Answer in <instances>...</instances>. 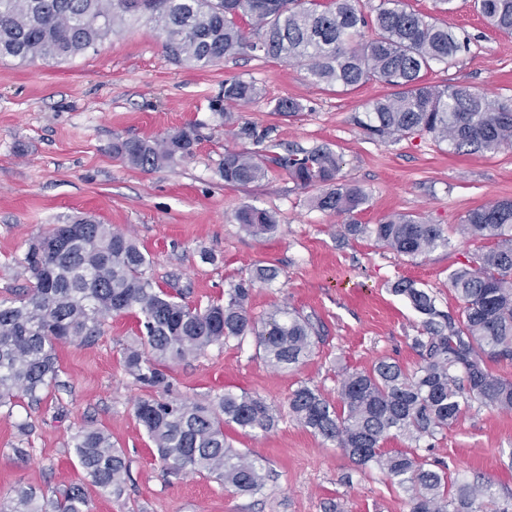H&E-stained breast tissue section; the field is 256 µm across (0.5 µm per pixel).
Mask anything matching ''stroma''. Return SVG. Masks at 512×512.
Returning a JSON list of instances; mask_svg holds the SVG:
<instances>
[{"label": "stroma", "mask_w": 512, "mask_h": 512, "mask_svg": "<svg viewBox=\"0 0 512 512\" xmlns=\"http://www.w3.org/2000/svg\"><path fill=\"white\" fill-rule=\"evenodd\" d=\"M405 2L463 40L449 64L428 72V82L512 101V34L490 27L473 0L447 8L439 0ZM234 78L255 82L260 97L226 107L224 83ZM391 92L376 81L348 91L316 86L299 64L250 54L199 69L171 59L160 31L144 19L119 24L68 60H0V300L29 286L23 261L33 237L67 217L88 216L128 231L149 255L154 281L193 306L224 298L256 265H275V282L252 287L250 314L288 307L321 331L313 355L293 372L267 366L249 336L168 364L164 393L138 383L123 365V349L138 334L135 314L107 317L92 342L57 346V379L38 401L21 395L0 407V503L20 487L51 496L80 484L91 512H410L406 494L379 471H361L343 449L288 416L267 433L225 430L234 447L265 461L270 479L258 496L225 489L206 474L171 473L134 416L138 399L164 394L194 401L244 391L283 409L307 385L333 400L345 372L382 358L407 369L418 363L412 338L421 318L390 284L414 280L442 309L458 310L448 277L478 244L456 228L470 210L512 199V148L459 152L427 135L375 141L356 118ZM287 97L302 103L297 116L274 112ZM244 125L285 149L328 145L342 159L344 178L364 190L365 204L349 216L321 211L310 203L313 189L279 171L254 186L225 185L218 176L225 151L253 146L238 135ZM188 128L198 134L193 152L172 166L144 171L112 152L121 140ZM245 205L272 213L277 232L242 230L234 214ZM394 213L441 225L449 247L410 259L344 232L345 224H376ZM89 426L105 430L126 455L122 498L89 485L77 464L71 438ZM426 457L468 480L491 482L499 498L511 496L512 412L473 408L433 440Z\"/></svg>", "instance_id": "35a3bbf8"}]
</instances>
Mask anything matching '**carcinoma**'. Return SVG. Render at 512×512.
I'll use <instances>...</instances> for the list:
<instances>
[{
    "instance_id": "cac0c4a2",
    "label": "carcinoma",
    "mask_w": 512,
    "mask_h": 512,
    "mask_svg": "<svg viewBox=\"0 0 512 512\" xmlns=\"http://www.w3.org/2000/svg\"><path fill=\"white\" fill-rule=\"evenodd\" d=\"M497 30L512 33V0H474ZM155 24L168 55L206 68L242 52L286 59L307 67L312 80L345 89L378 81L395 92L372 100L358 124L379 139L427 134L458 151L497 152L512 147V102L504 103L462 86L425 82L423 73L446 64L461 50L459 35L406 7L381 0L375 15L361 0H0V59L61 61L95 47L125 16ZM250 19L251 32L239 20ZM259 96L252 81L224 83V102L246 104ZM303 110L292 98L274 111ZM196 137L178 130L161 138L126 139L112 152L132 167L153 170L192 154ZM274 171L302 189L320 188L313 205L351 215L365 192L340 176L341 164L326 145L285 154L270 144L257 151H227L219 169L224 184L246 187ZM235 220L254 236L277 230L268 211L243 206ZM352 236H367L411 259L449 246L438 224L393 214L377 224H346ZM474 241H488L460 263L449 283L461 302L458 316L438 307L433 292L401 278L392 292L422 316L412 339L420 362L412 370L388 359L343 375L334 405L318 389L300 386L288 397V415L299 426L332 441L359 467L377 470L408 496L410 512H512L499 504L490 483L433 469L419 453L421 442L453 427L473 404L512 412V379L492 365L512 362V200L471 210L462 225ZM25 268L32 285L13 300L0 301V406L15 394L30 399L58 376L55 346L91 341L110 314L134 310L137 339L123 348V363L148 388L168 387L162 367L183 362L213 345L255 339L264 362L293 371L312 354L319 331L305 316L277 307L260 320L247 309L254 283H272L273 266H257L227 298L203 308L183 302L148 275L151 260L135 240L110 224L83 217L76 225H53L28 248ZM159 459L173 473H207L241 494L263 492L269 471L224 438V427L267 432L277 416L258 396L226 391L210 402L144 398L134 406ZM390 436L408 448H384ZM78 465L91 485L123 496L129 466L108 434L86 427L72 440ZM3 512H89L83 486L48 498L20 487Z\"/></svg>"
}]
</instances>
